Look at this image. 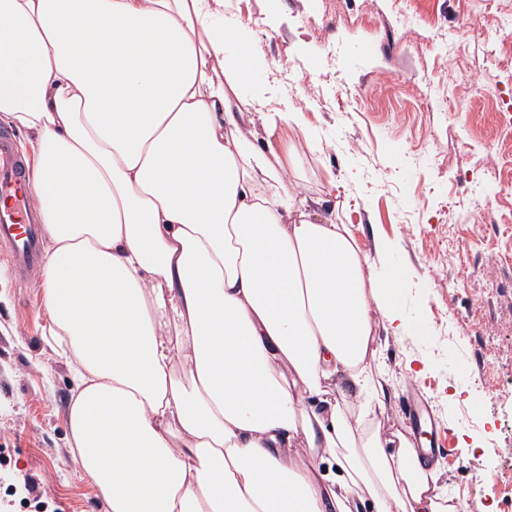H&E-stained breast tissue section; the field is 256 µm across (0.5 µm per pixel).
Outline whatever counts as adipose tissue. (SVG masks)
<instances>
[{
	"label": "adipose tissue",
	"mask_w": 512,
	"mask_h": 512,
	"mask_svg": "<svg viewBox=\"0 0 512 512\" xmlns=\"http://www.w3.org/2000/svg\"><path fill=\"white\" fill-rule=\"evenodd\" d=\"M242 27L224 0H0L72 460L108 512H441L438 466L386 451L397 291L253 147L254 121L312 131Z\"/></svg>",
	"instance_id": "obj_1"
}]
</instances>
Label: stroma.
Here are the masks:
<instances>
[{
    "label": "stroma",
    "mask_w": 512,
    "mask_h": 512,
    "mask_svg": "<svg viewBox=\"0 0 512 512\" xmlns=\"http://www.w3.org/2000/svg\"><path fill=\"white\" fill-rule=\"evenodd\" d=\"M512 0H224L319 138L258 133L348 224L412 330L376 332L383 421L411 436V392L450 448L433 453L458 512H512ZM35 282L0 257V512H106L73 465L69 367ZM35 482V494L25 483Z\"/></svg>",
    "instance_id": "obj_1"
}]
</instances>
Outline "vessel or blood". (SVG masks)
<instances>
[{"mask_svg": "<svg viewBox=\"0 0 512 512\" xmlns=\"http://www.w3.org/2000/svg\"><path fill=\"white\" fill-rule=\"evenodd\" d=\"M41 214L29 193V167L15 134L0 129V246L20 276H28L39 260ZM406 409L415 427L435 441L437 430L428 403L409 396Z\"/></svg>", "mask_w": 512, "mask_h": 512, "instance_id": "vessel-or-blood-1", "label": "vessel or blood"}]
</instances>
